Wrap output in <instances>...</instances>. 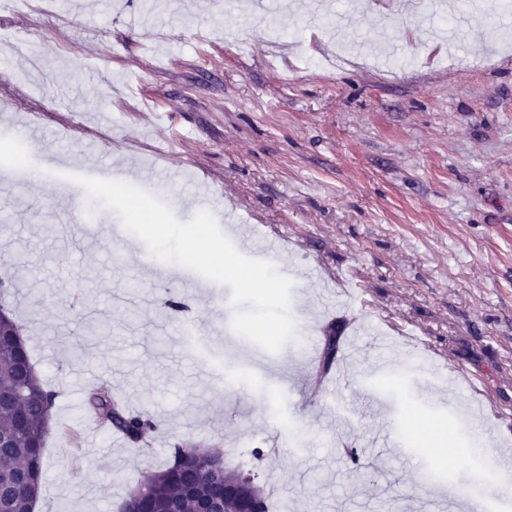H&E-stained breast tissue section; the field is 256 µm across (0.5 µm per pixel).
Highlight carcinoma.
<instances>
[{"label": "carcinoma", "mask_w": 512, "mask_h": 512, "mask_svg": "<svg viewBox=\"0 0 512 512\" xmlns=\"http://www.w3.org/2000/svg\"><path fill=\"white\" fill-rule=\"evenodd\" d=\"M31 364L27 347L18 336H0V436L11 438L0 448V500L5 512H28L37 498L44 476L43 451L51 422L56 393L45 389L35 374L21 380L16 376L22 364ZM89 406L95 420L122 432L137 443L153 428L143 412L124 408L108 390L91 394ZM25 417L23 429H16L18 416ZM224 475L210 467L209 453L196 448H174L173 461L164 469L146 475L138 485L157 512H196L205 500L216 502L222 512H233L235 504L224 501Z\"/></svg>", "instance_id": "obj_1"}]
</instances>
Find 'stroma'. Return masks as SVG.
I'll return each mask as SVG.
<instances>
[{
    "mask_svg": "<svg viewBox=\"0 0 512 512\" xmlns=\"http://www.w3.org/2000/svg\"><path fill=\"white\" fill-rule=\"evenodd\" d=\"M302 2L281 0L259 34L268 0H155L149 14L141 0H0V77L28 88L0 101V148L24 121L40 129L23 162L0 157V305L59 393L35 512H118L177 445L258 473L275 512L461 505L478 470L495 512H512V15L478 0L454 48L425 41L427 14L398 0H329L315 26ZM89 138L114 180L180 221L207 211L233 241L287 237L274 265L303 342L270 353L239 336L230 288L197 273L114 265L116 239L142 242L109 209L44 236L89 200L67 178ZM191 319L204 346L182 334ZM379 329L395 353L375 374ZM99 385L153 417L149 451L84 427ZM417 418L466 439L483 421L485 459L423 453Z\"/></svg>",
    "mask_w": 512,
    "mask_h": 512,
    "instance_id": "obj_1",
    "label": "stroma"
}]
</instances>
